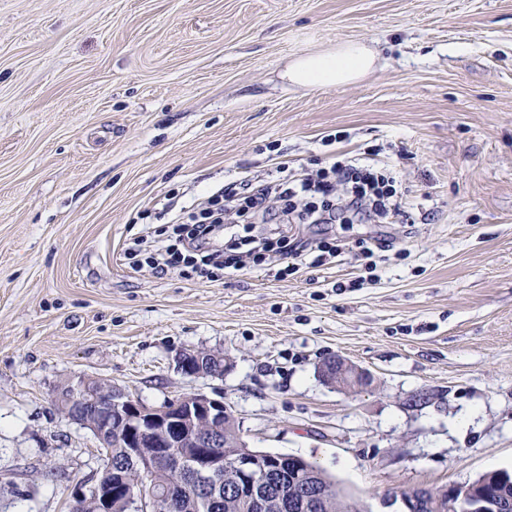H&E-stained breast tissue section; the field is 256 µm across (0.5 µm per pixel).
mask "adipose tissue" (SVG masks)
Instances as JSON below:
<instances>
[{
  "label": "adipose tissue",
  "mask_w": 512,
  "mask_h": 512,
  "mask_svg": "<svg viewBox=\"0 0 512 512\" xmlns=\"http://www.w3.org/2000/svg\"><path fill=\"white\" fill-rule=\"evenodd\" d=\"M377 56L361 42H346L326 53L306 54L296 58L284 73L289 83L320 88L357 81L374 71Z\"/></svg>",
  "instance_id": "obj_1"
}]
</instances>
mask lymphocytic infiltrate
Returning a JSON list of instances; mask_svg holds the SVG:
<instances>
[{
  "mask_svg": "<svg viewBox=\"0 0 512 512\" xmlns=\"http://www.w3.org/2000/svg\"><path fill=\"white\" fill-rule=\"evenodd\" d=\"M275 181L225 184L204 203L183 206L171 224V244L155 246L149 261L157 273L182 265L200 276L217 270L243 269L248 259L268 256L270 261L313 258L322 263L326 246L311 238L270 241L246 235L225 248L207 245L226 224H333L353 215L363 224H407L406 190L390 171L357 157H340L315 170H295L280 163Z\"/></svg>",
  "mask_w": 512,
  "mask_h": 512,
  "instance_id": "1",
  "label": "lymphocytic infiltrate"
}]
</instances>
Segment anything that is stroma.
<instances>
[{"label":"stroma","mask_w":512,"mask_h":512,"mask_svg":"<svg viewBox=\"0 0 512 512\" xmlns=\"http://www.w3.org/2000/svg\"><path fill=\"white\" fill-rule=\"evenodd\" d=\"M350 41L378 53L362 81L283 79ZM375 150L412 223L255 227L339 245L323 264L209 281L126 254L168 198ZM364 240L391 245L372 284ZM184 349L223 375H183ZM337 354L372 385L326 384ZM88 377L223 399L249 447L317 462L368 512L511 470L512 0H0V512H69L98 479L56 406ZM202 359L204 362L205 368L210 372H207L203 368H196L195 370L190 369V363L192 359H197L199 365L201 366V361L199 355L193 349H186L181 351L177 357L178 368L181 370L183 374L188 377H198V376H216L218 373L221 374L224 372V356L220 353L214 352H204L201 351Z\"/></svg>","instance_id":"obj_1"}]
</instances>
